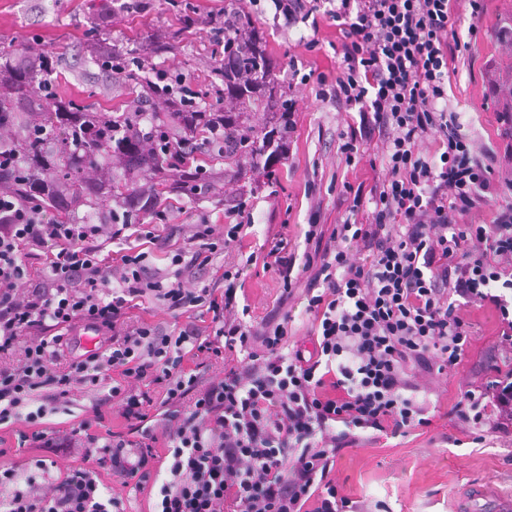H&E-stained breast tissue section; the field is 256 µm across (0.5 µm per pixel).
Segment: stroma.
Instances as JSON below:
<instances>
[{"label":"stroma","instance_id":"obj_1","mask_svg":"<svg viewBox=\"0 0 512 512\" xmlns=\"http://www.w3.org/2000/svg\"><path fill=\"white\" fill-rule=\"evenodd\" d=\"M243 7L255 32L267 43L280 84H287L294 59L316 74L335 76L340 57L334 24L324 23L315 35L306 24L288 23L277 0H244ZM510 12L512 0H483L477 20L471 17L468 0H462L458 10L460 27L470 36L457 64L459 73L448 86V106L460 112L465 133L478 146L502 139L504 126L491 76L507 57L497 22ZM89 22L79 0H0V34L24 45L41 42L52 53L72 44ZM178 26V11L169 0H148L143 13H108L104 30L113 48L121 51L130 36H139L146 48L156 36L168 35ZM210 50L205 32L196 26L177 49L157 62L185 75L211 101L224 84L213 73ZM61 77L74 93L90 92L107 107H126L132 98L128 79L109 76L103 66L91 62L84 48ZM289 96L296 111L288 158L271 174L246 179L242 200L247 227L224 252L226 264L246 268L243 286L257 320L271 312L282 288L277 272L263 265V255L277 244L289 253L304 249L309 225L332 230L345 212L346 185L368 188L382 176L373 154L349 167L338 150V135L353 111L316 101L305 87L291 89ZM236 189V182L230 181L224 193L183 199L161 221L192 224L204 216L210 223L227 224L223 199ZM465 317L472 325L468 354L459 365L435 377L431 425L405 437L365 442L345 450L337 461L335 477L342 494L366 502L372 512H470V498L478 488H489L496 496L512 494V437L489 435L474 442L467 427L448 415L460 393L484 381L491 366L512 364V351L500 343L495 311L471 307Z\"/></svg>","mask_w":512,"mask_h":512}]
</instances>
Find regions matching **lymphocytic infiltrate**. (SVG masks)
Segmentation results:
<instances>
[{
  "mask_svg": "<svg viewBox=\"0 0 512 512\" xmlns=\"http://www.w3.org/2000/svg\"><path fill=\"white\" fill-rule=\"evenodd\" d=\"M457 3L281 0L289 21L335 22L334 81L295 66L291 82L357 110L339 151L350 165L376 147L385 174L352 190L331 233L309 226L313 251L264 256L283 288L262 322L237 298L240 273L225 271L220 292L209 279L241 225L183 224L174 238L141 221L134 200L113 201L116 224H61L0 184V426L25 422L21 443L81 460L56 476L37 460L44 484L1 464L0 512H125L121 497L104 496L102 468L134 492L156 490L157 512H368L341 494L336 461L430 424L434 376L467 354L464 310L494 309L512 347V203L499 202L512 192V169L499 170L512 144L475 147L446 106L463 49ZM153 74L128 111L175 113L171 157L185 159L188 134L203 126L234 138L223 98L200 104L186 81L174 96L173 72ZM487 208L492 223H472ZM162 244L171 262L159 268L149 259ZM299 295L309 353L288 345ZM145 302L170 313L172 327L132 321ZM81 325L103 344L77 355ZM218 361L222 372L208 374ZM78 392L91 401L83 416L42 426L46 407L69 411ZM450 412L480 434L512 433V376L463 391ZM111 416L122 431L107 426Z\"/></svg>",
  "mask_w": 512,
  "mask_h": 512,
  "instance_id": "lymphocytic-infiltrate-1",
  "label": "lymphocytic infiltrate"
}]
</instances>
